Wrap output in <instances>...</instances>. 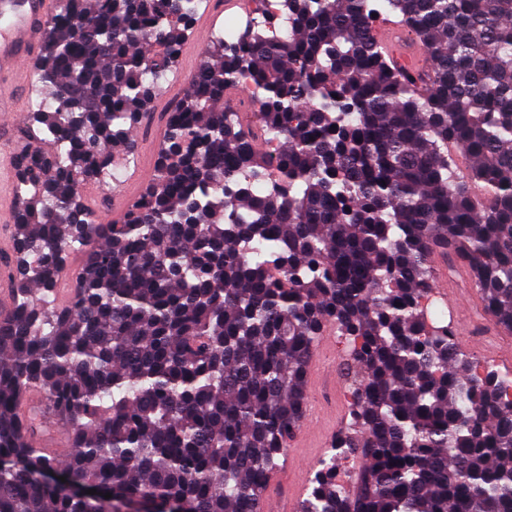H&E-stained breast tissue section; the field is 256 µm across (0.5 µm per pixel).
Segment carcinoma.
Returning <instances> with one entry per match:
<instances>
[{"label": "carcinoma", "instance_id": "obj_1", "mask_svg": "<svg viewBox=\"0 0 512 512\" xmlns=\"http://www.w3.org/2000/svg\"><path fill=\"white\" fill-rule=\"evenodd\" d=\"M288 33L210 42L118 222L84 197L135 156L194 0H58L44 106L15 149V295L0 318V512H263L330 330L350 417L297 512H512L508 374L432 325L434 260L512 332V0H282ZM431 89L376 37L384 15ZM260 97L254 129L227 94ZM470 161L455 178L448 148ZM83 253L56 299L66 253ZM38 393L71 441L37 447ZM359 454L357 492L341 462ZM60 469L65 483L43 475ZM98 491L96 495L85 493ZM111 498H104V494Z\"/></svg>", "mask_w": 512, "mask_h": 512}]
</instances>
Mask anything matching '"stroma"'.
I'll list each match as a JSON object with an SVG mask.
<instances>
[{
    "label": "stroma",
    "mask_w": 512,
    "mask_h": 512,
    "mask_svg": "<svg viewBox=\"0 0 512 512\" xmlns=\"http://www.w3.org/2000/svg\"><path fill=\"white\" fill-rule=\"evenodd\" d=\"M256 2L247 0L241 7L228 4L227 0H211L208 8L197 13L175 70L161 79L163 91L154 100L153 119L138 131L140 150L135 163L125 166L117 182L86 188L92 212L106 213L115 221L122 217L128 204L145 186L147 174L153 171L154 154L165 130L162 114L188 90L213 31L231 23L233 16L243 8H255ZM19 82V77L15 76L0 84V91L10 95L8 102L0 105V110L19 112L17 125L0 134V152L14 151L27 126L31 104L38 96L33 86L24 95H12L13 85ZM449 280L450 287L439 288L440 299L429 309L433 322L453 323L462 351L492 369L512 371V334L501 331L483 315L479 296L467 280L455 273L450 274ZM345 356L346 344L341 337L333 334L321 337L308 373L307 412L297 433L298 440L294 448L281 457L267 491L268 496L285 498L287 512H296L300 500L307 495L316 462L327 451L332 437L349 420L347 384L343 376Z\"/></svg>",
    "instance_id": "35a3bbf8"
}]
</instances>
